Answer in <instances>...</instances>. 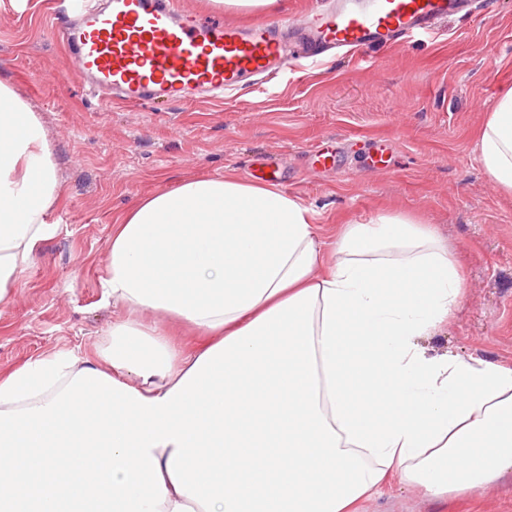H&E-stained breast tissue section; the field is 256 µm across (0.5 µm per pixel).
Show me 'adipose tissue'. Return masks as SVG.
Segmentation results:
<instances>
[{"mask_svg":"<svg viewBox=\"0 0 512 512\" xmlns=\"http://www.w3.org/2000/svg\"><path fill=\"white\" fill-rule=\"evenodd\" d=\"M479 158L512 194V86L478 132ZM61 197L39 117L0 80V304L11 300ZM297 197L227 173L139 199L112 227L104 302L126 309L95 357L61 353L0 373V410L41 406L78 371L104 372L145 398L195 364L176 321L210 349L272 307L318 287L313 328L320 409L386 477L429 498L477 493L512 473V367L439 356L419 343L464 295L447 242L399 213L342 225L324 247Z\"/></svg>","mask_w":512,"mask_h":512,"instance_id":"obj_1","label":"adipose tissue"}]
</instances>
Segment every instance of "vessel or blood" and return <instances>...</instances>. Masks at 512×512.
Instances as JSON below:
<instances>
[{
    "label": "vessel or blood",
    "instance_id": "b4317fda",
    "mask_svg": "<svg viewBox=\"0 0 512 512\" xmlns=\"http://www.w3.org/2000/svg\"><path fill=\"white\" fill-rule=\"evenodd\" d=\"M75 13L50 27L96 93L125 104L163 100L272 82L294 55L336 50L353 55L419 37H437L448 17L470 15L473 0H319L296 19L240 26L184 9L178 0H73Z\"/></svg>",
    "mask_w": 512,
    "mask_h": 512
}]
</instances>
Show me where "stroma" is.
<instances>
[{
    "label": "stroma",
    "mask_w": 512,
    "mask_h": 512,
    "mask_svg": "<svg viewBox=\"0 0 512 512\" xmlns=\"http://www.w3.org/2000/svg\"><path fill=\"white\" fill-rule=\"evenodd\" d=\"M66 0H0V78L40 118L62 189L56 232L39 243L0 304V372L74 351L93 355L121 306L102 301L112 226L140 197L191 177L278 167L284 192L314 211L324 242L383 212L433 225L464 277L433 354L512 364V195L483 167L476 140L512 85V0L448 17L440 35L363 58L291 71L277 90L169 106H106L73 76L49 35ZM341 142L340 167L306 152ZM382 147L385 170L370 156ZM358 512H512V478L475 495L433 500L392 480Z\"/></svg>",
    "instance_id": "stroma-1"
}]
</instances>
